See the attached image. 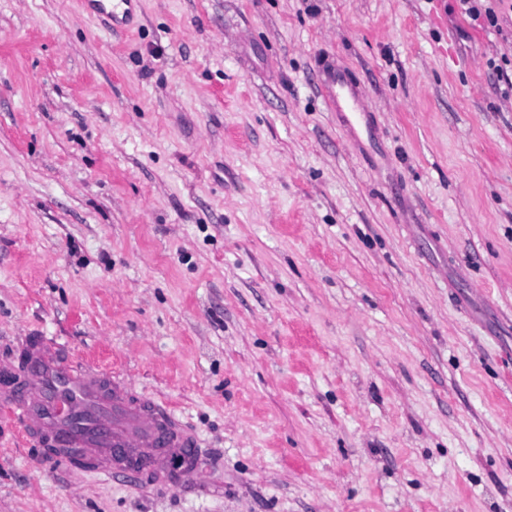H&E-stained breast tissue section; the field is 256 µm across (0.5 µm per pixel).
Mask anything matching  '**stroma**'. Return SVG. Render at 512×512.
Listing matches in <instances>:
<instances>
[{
  "label": "stroma",
  "mask_w": 512,
  "mask_h": 512,
  "mask_svg": "<svg viewBox=\"0 0 512 512\" xmlns=\"http://www.w3.org/2000/svg\"><path fill=\"white\" fill-rule=\"evenodd\" d=\"M453 4L0 0V363L57 337L201 448L148 485L0 414V512H512V11ZM85 3L88 5V8L98 14L101 22L105 24H110V22H113L116 20L118 15L122 13V15H125L129 11V6L131 5L133 0H108L112 1V5L108 9L104 4L103 1L105 0H84ZM94 2V3H93ZM465 15L473 20L482 19L488 25L496 27L498 25V13L503 8V3L507 0H456ZM485 2V3H481ZM326 83L331 90L333 99L339 105V112L350 114L349 124L354 128V123H359V119L365 113L350 82L348 75L344 71H332L326 77Z\"/></svg>",
  "instance_id": "35a3bbf8"
}]
</instances>
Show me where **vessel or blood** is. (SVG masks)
I'll return each mask as SVG.
<instances>
[{"label": "vessel or blood", "instance_id": "obj_1", "mask_svg": "<svg viewBox=\"0 0 512 512\" xmlns=\"http://www.w3.org/2000/svg\"><path fill=\"white\" fill-rule=\"evenodd\" d=\"M101 22L128 13L132 0H85ZM326 83L341 111L359 121L363 107L348 75L328 73ZM18 375L21 392L0 386V409L21 423L28 438L45 448H77L80 460L105 474L141 467L156 484L183 485L196 471L198 444L169 406L135 396L120 373L66 355L55 340L27 337L25 355L0 368Z\"/></svg>", "mask_w": 512, "mask_h": 512}]
</instances>
